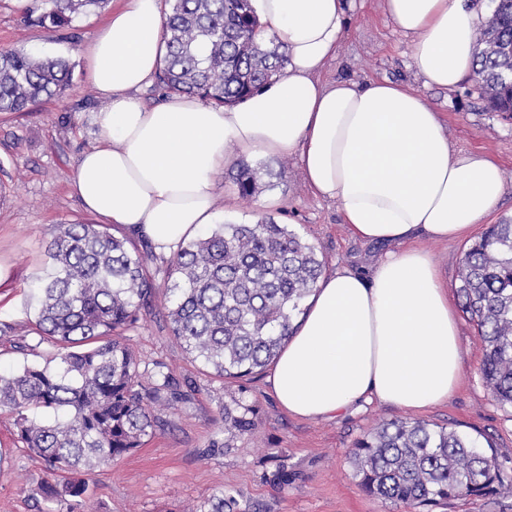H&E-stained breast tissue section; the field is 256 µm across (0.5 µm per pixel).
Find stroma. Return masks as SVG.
Wrapping results in <instances>:
<instances>
[{
	"label": "stroma",
	"mask_w": 512,
	"mask_h": 512,
	"mask_svg": "<svg viewBox=\"0 0 512 512\" xmlns=\"http://www.w3.org/2000/svg\"><path fill=\"white\" fill-rule=\"evenodd\" d=\"M122 3L109 0L106 8L49 32L29 20L33 0H0V48L64 57L73 65L72 85L62 98L39 100L25 112H0V325L11 327L0 337L3 375L45 364L54 352L31 331L36 286L50 271L45 246L52 226L100 221L72 187L80 155L97 138L92 111L98 94L85 77L84 50ZM356 4L321 80L388 79L413 87L439 113L456 148L485 154L500 166L507 192L486 222L512 221V120L487 107L472 78L452 90L424 86L412 40L388 18L383 0ZM267 160L284 162V173L249 201L239 197L229 170L217 173L216 223L254 224L270 217L313 244L325 271L369 274L383 246L353 237L337 205L310 193L296 156ZM470 243L465 237L427 245L453 300L459 261ZM167 307L164 290H157L149 313L121 338L141 369L166 367L176 396L160 407L159 427L142 447L87 475V494L74 512H189L221 495L233 497L230 512H417L368 496L349 463L350 450L367 432L412 417L475 439L495 458L501 476L492 496L451 499L432 512H512V411L492 399L481 378V341L465 313L457 315L464 375L448 402L413 415L374 402L312 420L282 409L265 375L235 382L203 371L172 336ZM244 405L254 412V429H225V413H239ZM45 478L43 461L22 447L11 420L0 415V512H47L39 494Z\"/></svg>",
	"instance_id": "obj_1"
}]
</instances>
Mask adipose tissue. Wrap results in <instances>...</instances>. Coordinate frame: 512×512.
<instances>
[{
	"instance_id": "adipose-tissue-1",
	"label": "adipose tissue",
	"mask_w": 512,
	"mask_h": 512,
	"mask_svg": "<svg viewBox=\"0 0 512 512\" xmlns=\"http://www.w3.org/2000/svg\"><path fill=\"white\" fill-rule=\"evenodd\" d=\"M253 5L288 61L275 81L226 106L178 93L145 106L138 94L163 57L162 0L113 12L84 51L98 139L80 157L75 193L87 211L170 254L211 222L220 169L242 155H297L309 190L336 203L355 237L388 250L370 275L338 268L318 281L267 378L278 404L318 419L373 402L414 413L447 402L463 371L457 318L424 244L481 223L505 194L501 170L455 148L408 85L322 82L348 24L345 0ZM384 9L411 37L425 85L449 90L472 71L476 7L384 0Z\"/></svg>"
}]
</instances>
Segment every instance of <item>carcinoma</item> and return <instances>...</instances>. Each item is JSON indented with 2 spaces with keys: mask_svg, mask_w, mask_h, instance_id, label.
Masks as SVG:
<instances>
[{
  "mask_svg": "<svg viewBox=\"0 0 512 512\" xmlns=\"http://www.w3.org/2000/svg\"><path fill=\"white\" fill-rule=\"evenodd\" d=\"M34 22L50 32L108 0H38ZM166 52L158 76L167 92L205 102L235 104L251 97L284 67L287 56L261 23L251 0H169ZM482 29L474 74L495 112H512V84L504 77L512 56L491 49L512 44V0H494ZM63 59L0 50V112H24L69 87ZM280 173L241 160L232 175L250 200ZM52 267L43 281L35 333L55 347L54 365H31L0 375V413L13 418L24 447L43 460L40 492L71 512L87 492L85 475L141 447L160 418L154 405L171 388L169 373L144 374L134 351L114 332L146 315L157 285L149 254L100 224H56L46 246ZM323 260L299 232L272 219L220 224L190 240L163 270L172 335L183 350L221 379H245L279 354L304 301L322 275ZM458 296L480 334V373L491 397L512 410V222L493 224L463 253ZM37 410L66 412L39 420ZM251 409L224 414V425L251 431ZM365 492L385 502L427 507L496 491L499 472L475 440L425 422H383L350 454Z\"/></svg>",
  "mask_w": 512,
  "mask_h": 512,
  "instance_id": "cac0c4a2",
  "label": "carcinoma"
}]
</instances>
